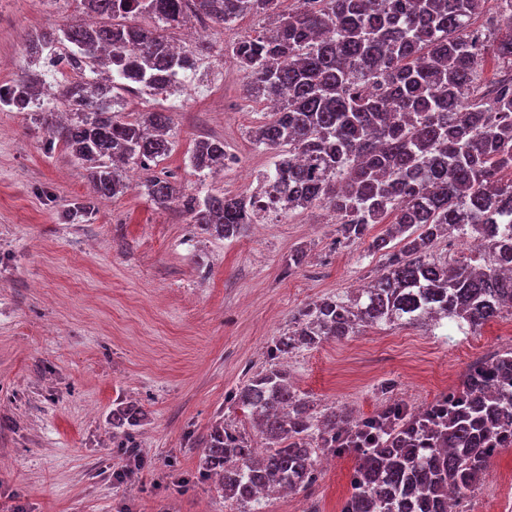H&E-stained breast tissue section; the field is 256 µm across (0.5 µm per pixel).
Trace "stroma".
I'll use <instances>...</instances> for the list:
<instances>
[{
  "label": "stroma",
  "mask_w": 512,
  "mask_h": 512,
  "mask_svg": "<svg viewBox=\"0 0 512 512\" xmlns=\"http://www.w3.org/2000/svg\"><path fill=\"white\" fill-rule=\"evenodd\" d=\"M79 0H0V84L32 68L24 51L33 31L82 22ZM270 27L247 15L198 38L217 82L141 101L118 92L129 118H171L169 156L127 170L129 187L93 198L87 172L62 145L50 144L33 112H0V512H234L213 480L199 475L194 441L216 420L252 432L233 389L267 364L270 342L295 313L367 283L380 257L345 246L329 211L313 206L250 225L234 240L196 231L178 207L157 208L149 176L173 177L182 194H252V175L272 169L274 151L250 132L268 114L245 98V74L226 48ZM223 139L233 164L197 172L196 140ZM86 222L67 223L85 200ZM302 266L287 267L295 249ZM502 314L475 333L449 338L423 328L374 325L286 357L294 386L321 411L370 415L392 398L423 408L457 386L476 351L512 347ZM134 402L145 467L120 481L126 454L112 436V410ZM356 464L330 457L313 494L265 499L264 512H340Z\"/></svg>",
  "instance_id": "1"
}]
</instances>
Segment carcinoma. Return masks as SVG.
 Returning a JSON list of instances; mask_svg holds the SVG:
<instances>
[{"label":"carcinoma","mask_w":512,"mask_h":512,"mask_svg":"<svg viewBox=\"0 0 512 512\" xmlns=\"http://www.w3.org/2000/svg\"><path fill=\"white\" fill-rule=\"evenodd\" d=\"M294 2L279 13L280 0H80L92 22L34 32L25 43L31 58L64 53L77 75L65 89L69 120L57 122L40 101L47 72L33 69L0 95V110L36 104L53 137L87 166L94 195L113 197L128 187L130 161L148 167L172 149L166 113L129 120L113 110V90L126 88L120 71L165 90L203 51L176 49L171 31L190 20L274 17L269 33L227 47L249 98L274 105L254 132L257 146L276 152L265 193L285 211L329 210L348 245L389 223L370 245L385 262L367 287L306 306L288 335L272 340L269 367L232 394L264 448L218 424L203 443L200 475L217 479L239 512H259L265 491L311 489L320 454H347L356 465L341 512H454L455 499L484 481L495 448L512 444V349L471 366L423 410L391 400L365 417L314 413L281 358L362 326L434 331L453 322L473 332L512 312V177L503 179L512 174V30L501 34L491 20L471 28L488 0ZM489 55L507 68L487 86L478 72ZM224 157V140L207 137L190 163L208 174ZM146 188L202 233L229 240L254 223L253 195H184L158 176ZM455 234L477 240L478 254L457 262L433 252ZM142 418L135 403L116 406L112 436L131 440Z\"/></svg>","instance_id":"obj_1"}]
</instances>
